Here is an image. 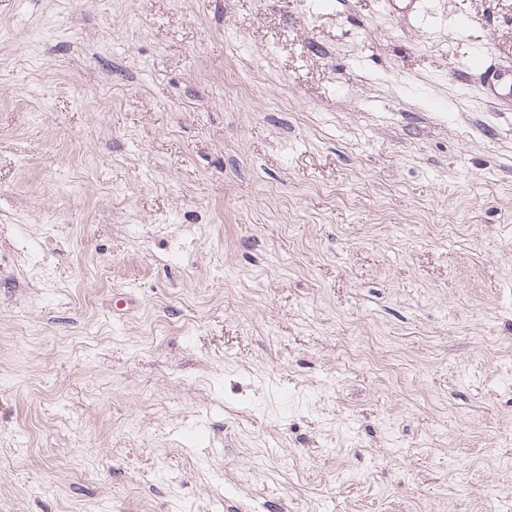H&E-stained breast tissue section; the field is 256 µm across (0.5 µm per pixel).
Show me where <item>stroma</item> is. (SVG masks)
Here are the masks:
<instances>
[{
  "label": "stroma",
  "instance_id": "1",
  "mask_svg": "<svg viewBox=\"0 0 512 512\" xmlns=\"http://www.w3.org/2000/svg\"><path fill=\"white\" fill-rule=\"evenodd\" d=\"M512 0H0V512H512ZM471 70L478 73L494 96L503 95L500 92L501 88L507 90L506 95H512V82L505 83L501 80L500 74L487 54H479L477 64L474 68H471Z\"/></svg>",
  "mask_w": 512,
  "mask_h": 512
}]
</instances>
